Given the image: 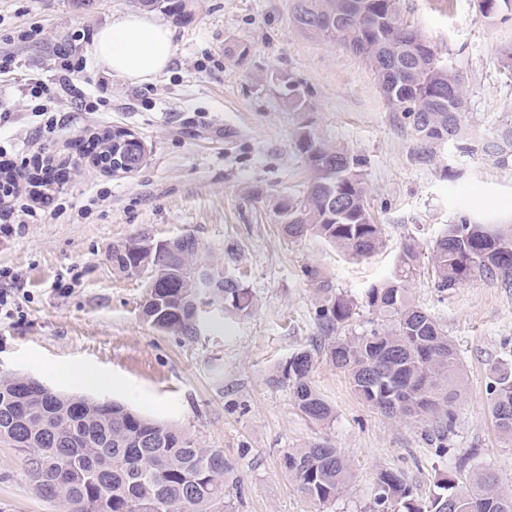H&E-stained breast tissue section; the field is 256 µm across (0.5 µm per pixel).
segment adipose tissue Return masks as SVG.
<instances>
[{
  "label": "adipose tissue",
  "instance_id": "ef3b65f1",
  "mask_svg": "<svg viewBox=\"0 0 512 512\" xmlns=\"http://www.w3.org/2000/svg\"><path fill=\"white\" fill-rule=\"evenodd\" d=\"M173 33L147 12L126 13L98 28L92 54L116 75L133 82L161 74L173 57Z\"/></svg>",
  "mask_w": 512,
  "mask_h": 512
}]
</instances>
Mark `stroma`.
Segmentation results:
<instances>
[{"label": "stroma", "instance_id": "stroma-1", "mask_svg": "<svg viewBox=\"0 0 512 512\" xmlns=\"http://www.w3.org/2000/svg\"><path fill=\"white\" fill-rule=\"evenodd\" d=\"M292 0H196L190 16L159 12L174 31L168 68L144 82L112 75L90 53L94 32L137 0H0V162L32 168L51 161L61 186L0 209V289L14 310L0 319V372L31 375L63 394L105 397L173 424L202 448L223 451L237 483L232 512H365L378 472L402 474L416 496L434 489L463 453L486 464L512 494V444L499 437L488 391L490 370L512 364V288L480 279L439 292L421 272L409 288L456 343L467 388L454 405L445 442L431 423L381 414L355 393L346 374L319 360L312 379L332 406L326 424L295 407L279 366L298 349L327 342L303 270L320 267L337 291L362 298L384 279L403 243L427 245L468 220L512 225V166L445 146L434 162L413 159L414 136L391 112L373 73L340 45L303 34ZM402 17L421 28L464 80L474 136L512 111V12L482 18L477 0H403ZM31 38L17 42L19 31ZM245 46L242 56L231 45ZM74 46L71 61L60 48ZM306 100L291 109L284 79ZM56 88L37 115L27 85ZM54 129H47V119ZM120 126L147 146L136 173L113 175L85 154L94 136ZM364 160L368 203L386 247L355 261L315 238L284 241L269 195L296 196L307 174L299 128ZM38 221L23 223L20 204ZM194 235L225 273L242 275L255 299L247 314L207 306L195 335L143 321L147 276L113 274L112 242L147 235ZM70 369L108 376L89 388ZM328 442L348 456L344 493L320 507L297 494L281 459L288 449ZM446 453H439V445ZM0 512H63L41 497L24 458L0 443Z\"/></svg>", "mask_w": 512, "mask_h": 512}]
</instances>
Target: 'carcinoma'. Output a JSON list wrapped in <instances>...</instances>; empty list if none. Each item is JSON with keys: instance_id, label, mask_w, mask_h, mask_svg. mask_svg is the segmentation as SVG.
<instances>
[{"instance_id": "cac0c4a2", "label": "carcinoma", "mask_w": 512, "mask_h": 512, "mask_svg": "<svg viewBox=\"0 0 512 512\" xmlns=\"http://www.w3.org/2000/svg\"><path fill=\"white\" fill-rule=\"evenodd\" d=\"M192 2L139 0V5L181 17L192 13ZM340 12L347 14V22L338 30L332 21ZM292 20L305 35L363 58L388 107L412 130L417 162L434 161L443 145L441 134L449 132L460 153L480 151L498 166H512V113L501 116L481 145L473 143L460 75L439 60L421 29L404 23L400 0H294ZM395 56L406 67L397 77L390 72ZM133 137L119 127L104 131L92 152L93 163L109 170L122 167L126 173L139 170L148 153ZM297 148L309 184L301 197L272 199L282 236L290 243L317 238L355 259L383 248V225L375 222L367 202L362 159L306 130ZM108 261L118 275L128 276L137 267L155 274L156 285L148 289L141 314L162 331L195 332L202 314L196 289L203 271L211 275L212 301L238 312L252 305L243 283L204 258L192 235L168 241L130 236L112 243ZM425 262L442 291L476 278L512 288V228L450 224L426 252L408 241L390 275L367 288L360 301L336 291L319 268L305 267L325 331L351 325L361 308L376 317L378 327L336 336L288 358L277 379L288 383L302 414L317 422L333 419V409L312 382L322 356L348 375L363 402L386 416L433 420L437 439L444 440L452 430V407L462 395L465 375L448 332L409 295L408 284ZM488 391L498 431L512 440V366L494 368ZM0 442L24 454L39 492L62 502L67 512H227L233 467L222 451L199 448L175 426L114 400L86 402L0 377ZM283 466L296 491L314 504L336 500L351 479L347 456L327 442L289 449ZM366 512H512V495L502 492L486 466L472 468L464 487L456 474L440 475L425 499L415 495L404 476L381 471Z\"/></svg>"}]
</instances>
